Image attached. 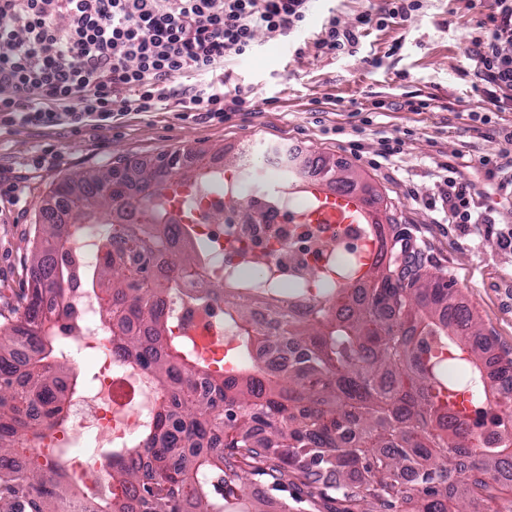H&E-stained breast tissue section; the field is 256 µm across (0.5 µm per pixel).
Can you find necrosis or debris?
I'll return each instance as SVG.
<instances>
[{"mask_svg":"<svg viewBox=\"0 0 512 512\" xmlns=\"http://www.w3.org/2000/svg\"><path fill=\"white\" fill-rule=\"evenodd\" d=\"M207 166L212 180L193 185L180 210L168 211L169 221L181 223L182 212L192 213V228L213 261L214 273H222L228 251L237 253L235 267L244 276H254L253 262L257 259L273 268L282 285L279 299L283 307L298 313H309L314 298L309 293L295 292L296 281L326 264L336 252L338 239L361 240L369 234L379 240L385 236L381 224L367 231L360 225L346 224L334 232L323 224L292 223L293 213L303 206L294 194H274L265 223H252L248 209L239 205L244 173L226 175L223 161L217 158L209 160ZM228 208L233 211L230 225L212 222L213 213ZM64 303L72 308L74 317L67 321L63 335L83 337V348L93 355L97 369L89 387L72 400L68 428L30 436L26 445L41 461L53 458L57 449H67L70 474L90 484L110 466L109 449L128 447L141 430L152 426L157 400L149 377L119 361L111 344L104 341L101 296L78 287L68 291ZM163 307L195 346L213 341L236 346L239 330L225 319L223 302L191 306L174 295L164 298Z\"/></svg>","mask_w":512,"mask_h":512,"instance_id":"necrosis-or-debris-1","label":"necrosis or debris"}]
</instances>
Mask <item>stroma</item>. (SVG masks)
Wrapping results in <instances>:
<instances>
[{"label": "stroma", "mask_w": 512, "mask_h": 512, "mask_svg": "<svg viewBox=\"0 0 512 512\" xmlns=\"http://www.w3.org/2000/svg\"><path fill=\"white\" fill-rule=\"evenodd\" d=\"M393 0H313L297 31L258 30L252 50L227 56L208 75L179 78V88H214L242 98L241 111L217 122L178 119L170 102L156 112L129 114L112 126L13 129L0 126V184L15 185L16 202L0 200V325L24 311L32 277L30 252L42 208L53 206L64 179L116 164L135 166L162 153L206 151L222 160L241 142L253 150V167L267 170L271 147L281 144L302 158L329 157L357 172L356 196L371 200L377 221L392 216L429 271L452 288L457 303L474 312L501 350L512 351V246L479 167L481 157L504 149L512 111L491 105L463 49L479 33L489 0H423L408 20L376 18ZM373 23L340 54L315 47L328 23ZM430 100L424 112L402 110L405 97ZM402 139L400 154L384 159L381 138ZM451 164L486 191L482 224H450L438 204Z\"/></svg>", "instance_id": "stroma-1"}]
</instances>
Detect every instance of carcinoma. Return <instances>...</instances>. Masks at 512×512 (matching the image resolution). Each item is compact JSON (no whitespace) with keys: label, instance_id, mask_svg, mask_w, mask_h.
Wrapping results in <instances>:
<instances>
[{"label":"carcinoma","instance_id":"obj_1","mask_svg":"<svg viewBox=\"0 0 512 512\" xmlns=\"http://www.w3.org/2000/svg\"><path fill=\"white\" fill-rule=\"evenodd\" d=\"M110 173L70 179L57 193L85 215L106 216L111 205L97 185ZM319 175L350 194L353 178L341 165L324 162ZM167 202L146 203L138 224L102 227V242L112 233L125 240L127 260L107 251L80 274L57 260L80 225L43 214L25 310L0 331V512H60L66 503L71 512H258V504L243 503L254 482L294 491L301 509L312 499L300 488L332 492L335 512H381L397 503L407 512H488L512 492V441L480 434L468 410L483 407L496 427L512 431V412L499 414L497 385L485 381L494 358L491 377L512 373V353L493 354L469 309L447 314L452 290L422 271L421 258L384 240L363 274L364 255L335 257L297 285L317 286L313 316L282 314L277 333L266 334L252 322V304L260 294L275 299L274 271L257 261L254 280L227 268L202 288L178 287L209 264L191 244V229L166 222ZM177 234L182 242L170 245ZM159 249L168 251L166 275L154 271ZM79 280L109 297L114 353L147 374L160 401L154 427L118 455L106 490L94 494L70 476L67 452L43 464L23 447L34 429L68 426L83 385L62 348L68 312L45 307ZM175 293L224 300L244 349L276 350L291 340L295 351L280 370L266 372L243 367L229 350L222 363L231 368L214 371L165 315L162 299ZM258 424L273 437L252 440ZM464 466L466 479L451 483Z\"/></svg>","mask_w":512,"mask_h":512}]
</instances>
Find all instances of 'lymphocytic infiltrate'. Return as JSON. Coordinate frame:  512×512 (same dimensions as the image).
I'll use <instances>...</instances> for the list:
<instances>
[{"label":"lymphocytic infiltrate","instance_id":"obj_1","mask_svg":"<svg viewBox=\"0 0 512 512\" xmlns=\"http://www.w3.org/2000/svg\"><path fill=\"white\" fill-rule=\"evenodd\" d=\"M312 0H0V126L79 129L154 112L179 98L183 117L225 116L215 91L181 93L176 79L215 72L258 29L289 33ZM482 36L463 53L493 105L512 103V0H492ZM452 224L480 223L472 183L447 177Z\"/></svg>","mask_w":512,"mask_h":512}]
</instances>
